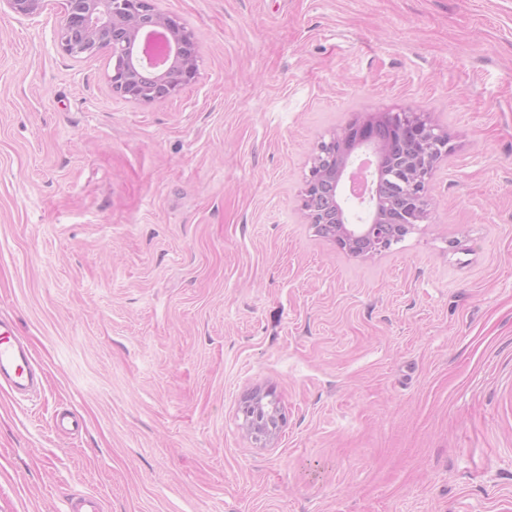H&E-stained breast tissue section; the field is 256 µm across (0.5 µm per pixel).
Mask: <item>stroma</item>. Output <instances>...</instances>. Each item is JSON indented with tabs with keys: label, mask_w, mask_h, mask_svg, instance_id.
Instances as JSON below:
<instances>
[{
	"label": "stroma",
	"mask_w": 512,
	"mask_h": 512,
	"mask_svg": "<svg viewBox=\"0 0 512 512\" xmlns=\"http://www.w3.org/2000/svg\"><path fill=\"white\" fill-rule=\"evenodd\" d=\"M155 5L200 66L149 104L61 51L59 9L0 11V317L44 372L0 394V512H512V0ZM402 111L453 150L426 220L356 257L303 180Z\"/></svg>",
	"instance_id": "obj_1"
}]
</instances>
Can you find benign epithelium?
<instances>
[{
    "instance_id": "1",
    "label": "benign epithelium",
    "mask_w": 512,
    "mask_h": 512,
    "mask_svg": "<svg viewBox=\"0 0 512 512\" xmlns=\"http://www.w3.org/2000/svg\"><path fill=\"white\" fill-rule=\"evenodd\" d=\"M14 14L33 19L54 3L62 21L55 40L73 58L106 50L112 57L108 76L112 93L127 101L152 103L174 97L194 83L199 71L196 37L175 14L159 10L153 0H0ZM390 138L400 152L394 163L403 173L404 192L392 199L374 196L362 224L351 222L342 192L354 188L362 167L346 173L348 146L387 153L386 141L367 124L352 123L322 142L300 192L309 223L336 245L362 258L389 250L427 218L430 179L436 164L448 156V133L426 112H393ZM243 411L276 414V402L256 393Z\"/></svg>"
}]
</instances>
